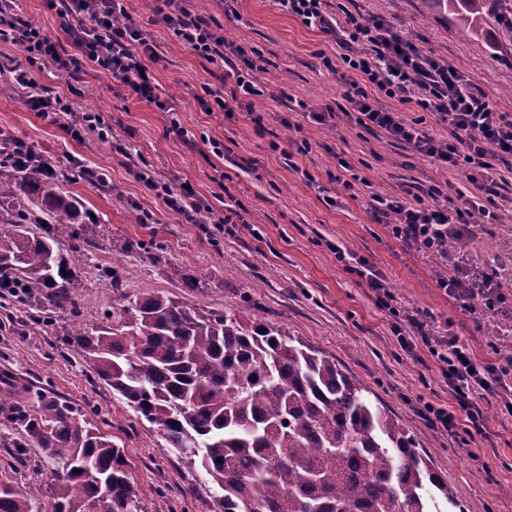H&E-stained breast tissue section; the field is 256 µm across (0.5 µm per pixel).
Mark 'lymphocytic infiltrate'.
I'll list each match as a JSON object with an SVG mask.
<instances>
[{
  "instance_id": "1",
  "label": "lymphocytic infiltrate",
  "mask_w": 512,
  "mask_h": 512,
  "mask_svg": "<svg viewBox=\"0 0 512 512\" xmlns=\"http://www.w3.org/2000/svg\"><path fill=\"white\" fill-rule=\"evenodd\" d=\"M276 2L282 11L330 35L342 49L343 63L356 74L344 92L347 107L342 114L349 122L369 131H383L389 138L462 174L478 189L493 191L498 181L493 158L512 155V120L498 112L488 94L475 88L447 61L422 55L382 18L351 15L340 23L324 11V0ZM46 6L61 18L73 54L61 55L58 42L43 29L14 21L9 7L0 6V40L19 44L25 52L26 66L15 75L14 83L26 90L30 109L64 127L73 137H80L82 131L66 122L73 110L71 100L61 95H41L36 90L35 75L48 65L76 72L87 62L111 74L140 99L167 110L145 65L146 60L156 57L158 45L150 32L125 23L124 0H46ZM154 11L193 52L229 65L234 84L227 95L213 97L220 110L231 111L240 98L261 96L259 75L263 67L243 46H225L223 37L213 32L208 21L192 14L181 0H161ZM385 97L416 104L422 111L438 115L448 126V140L430 136L418 121H406L395 110L384 107L381 100ZM439 194V189L432 188L407 204L376 197L375 218L389 225L394 238L408 246L438 251L442 239L469 236L476 215L487 212L471 197L453 209L439 205ZM454 261V274L442 280V287L459 299L468 313L495 310L502 302L495 277L469 263L466 256H455ZM439 347L436 358L449 392L459 410L465 412L470 427L482 431L477 400L483 394L495 393L503 377L512 374V365L476 362L454 336L440 341Z\"/></svg>"
}]
</instances>
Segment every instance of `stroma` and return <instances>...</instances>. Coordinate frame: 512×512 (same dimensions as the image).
Wrapping results in <instances>:
<instances>
[{"label": "stroma", "instance_id": "1", "mask_svg": "<svg viewBox=\"0 0 512 512\" xmlns=\"http://www.w3.org/2000/svg\"><path fill=\"white\" fill-rule=\"evenodd\" d=\"M150 0H128V12L150 31L160 51L149 68L156 92L169 111L137 99L123 84L91 67L76 77L46 67L39 90L74 103L73 138L25 103V95L0 86V146L23 142L54 165L56 184L77 203L74 224L94 245L79 290V315L52 310L41 329L28 324L30 310L0 296V376L25 389L27 407L59 398L98 412L101 430L123 448L144 512H211L214 486L199 468L186 466L149 424H140L62 337L73 321L92 329L111 322L122 294L159 293L184 305L216 313L246 310L281 327L289 336L336 359L371 398L397 418L420 443L435 472L456 487L466 512H512V409L494 395L481 400L484 434L434 426L427 406L455 410L440 365L421 345V335H452L483 363L500 355L486 339L489 326L512 337V317L474 315L440 288L434 272L444 264L432 252L408 248L373 218L371 197L412 198L440 188L441 203L457 205L476 190L463 176L395 143L383 132L366 131L339 116L314 123L310 112L342 102L346 79L341 50L316 29L280 11L273 0H189L226 43L255 49L265 71V93L253 111L233 116L208 112L206 89L224 87V71L187 48L151 11ZM325 11L345 21L347 13L384 18L423 53L448 61L492 97L512 119V38L461 35L451 16L428 0H326ZM21 21L32 22L72 48L61 20L45 0H20ZM101 114L119 137L100 140L85 130L83 115ZM178 118L186 138L169 134ZM311 149L297 150L301 141ZM106 174L112 187L98 189L72 176L74 165ZM505 180L486 207L496 215L461 250L485 270H495L512 307V156L494 159ZM151 170L179 189L190 184L215 214L235 212L231 224H199L168 207L138 180ZM355 176L352 191L336 181L343 170ZM150 213L141 223V213ZM133 248L119 271L116 290L99 270L112 262V246ZM378 271L417 324L404 335L417 339L402 349L394 318L376 302L364 278L351 273L359 260Z\"/></svg>", "mask_w": 512, "mask_h": 512}]
</instances>
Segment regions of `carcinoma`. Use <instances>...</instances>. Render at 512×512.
Segmentation results:
<instances>
[{
	"label": "carcinoma",
	"instance_id": "1",
	"mask_svg": "<svg viewBox=\"0 0 512 512\" xmlns=\"http://www.w3.org/2000/svg\"><path fill=\"white\" fill-rule=\"evenodd\" d=\"M464 34L492 18L512 33V0H431ZM39 199L25 210L11 200ZM76 207L38 167L0 181V277L19 282L26 299L78 313L80 266L54 243L77 238ZM30 224H50L38 236ZM65 344L132 409L156 428L218 492L212 512H458V491L431 469L419 442L344 373L336 359L246 311L215 314L157 293L112 306V323L71 326ZM42 450L51 512H143L124 450L92 416L51 398L32 413L0 394ZM0 512H39L13 481H0Z\"/></svg>",
	"mask_w": 512,
	"mask_h": 512
}]
</instances>
